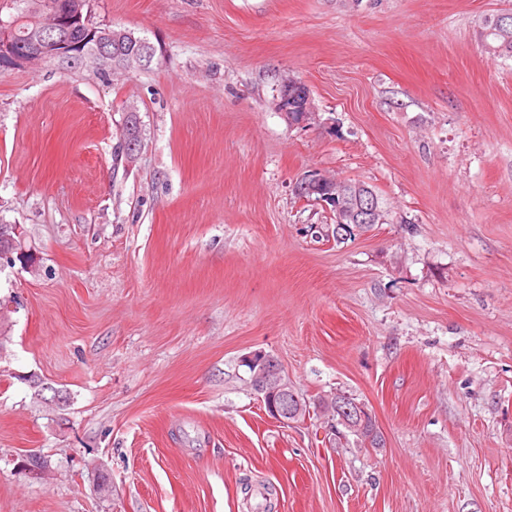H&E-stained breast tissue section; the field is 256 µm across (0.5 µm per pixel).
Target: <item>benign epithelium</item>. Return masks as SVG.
<instances>
[{"instance_id":"benign-epithelium-1","label":"benign epithelium","mask_w":512,"mask_h":512,"mask_svg":"<svg viewBox=\"0 0 512 512\" xmlns=\"http://www.w3.org/2000/svg\"><path fill=\"white\" fill-rule=\"evenodd\" d=\"M81 22V10L75 0H61L48 9L41 10L38 19V37L26 45L14 44L11 28L0 29V65L11 69L26 68L33 64L50 63L57 59L78 55L94 68L105 70L112 66L110 45L120 46L132 35L124 30L86 27L85 38L76 43L67 30ZM276 108L291 123H303L312 116L311 102H306L298 114L288 108V90L282 89ZM303 195L321 194L319 202L333 213L336 230L342 231L355 224L373 225L380 215L378 199L372 189L362 183L329 180L317 173L308 175L300 185ZM251 373L250 387L264 404L267 414L282 423L293 422L304 412V406L291 388L277 360L263 350L250 353L244 359ZM340 423L347 429L360 433L365 430L371 414L362 405L339 410Z\"/></svg>"}]
</instances>
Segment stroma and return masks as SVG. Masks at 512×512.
Returning a JSON list of instances; mask_svg holds the SVG:
<instances>
[{
    "mask_svg": "<svg viewBox=\"0 0 512 512\" xmlns=\"http://www.w3.org/2000/svg\"><path fill=\"white\" fill-rule=\"evenodd\" d=\"M510 8L91 0L149 66L0 73V224L30 255L0 264V512H512V60L478 27ZM314 172L386 223L336 242ZM255 350L309 417L266 414ZM337 393L383 446L332 437Z\"/></svg>",
    "mask_w": 512,
    "mask_h": 512,
    "instance_id": "35a3bbf8",
    "label": "stroma"
}]
</instances>
